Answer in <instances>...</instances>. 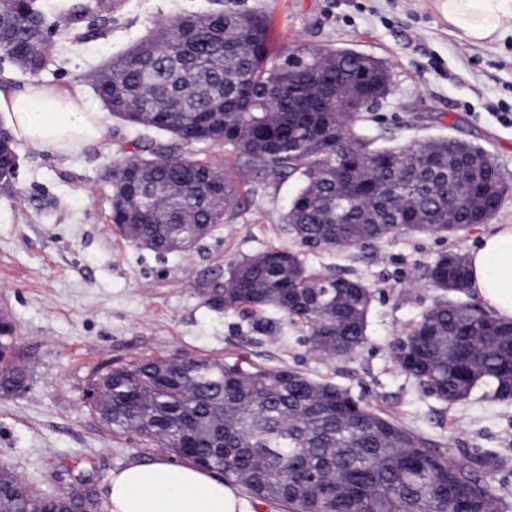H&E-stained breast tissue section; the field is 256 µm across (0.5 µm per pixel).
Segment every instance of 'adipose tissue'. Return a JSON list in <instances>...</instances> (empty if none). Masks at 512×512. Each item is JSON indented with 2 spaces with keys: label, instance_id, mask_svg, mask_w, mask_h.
Returning a JSON list of instances; mask_svg holds the SVG:
<instances>
[{
  "label": "adipose tissue",
  "instance_id": "ef3b65f1",
  "mask_svg": "<svg viewBox=\"0 0 512 512\" xmlns=\"http://www.w3.org/2000/svg\"><path fill=\"white\" fill-rule=\"evenodd\" d=\"M450 31L472 45L492 44L512 32V0H442ZM0 112L16 139L67 152L101 140L103 123L66 85L36 83L0 89ZM469 286L484 308L512 320V224H496L469 256ZM108 512H246L235 486L192 463L165 459L132 463L113 472Z\"/></svg>",
  "mask_w": 512,
  "mask_h": 512
}]
</instances>
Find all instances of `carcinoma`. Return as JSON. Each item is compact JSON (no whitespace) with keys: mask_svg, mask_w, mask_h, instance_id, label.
Wrapping results in <instances>:
<instances>
[{"mask_svg":"<svg viewBox=\"0 0 512 512\" xmlns=\"http://www.w3.org/2000/svg\"><path fill=\"white\" fill-rule=\"evenodd\" d=\"M122 0H68L53 30L42 0H0V50L35 75L55 63L52 34L80 41L89 17L106 23ZM220 7L164 22L91 75L112 116L170 135L150 141L112 173L113 230L156 253L203 240L238 206L232 172L213 147L257 178L298 174L303 186L284 223L306 246H371L402 233L453 237L484 224L512 193V181L481 147L448 137L376 148L355 131L360 113L389 90L383 61L353 49L270 62L269 16L219 0ZM0 162L15 178L16 140ZM441 291L407 333L394 361L424 392L450 405L480 391L512 401V322L477 310L464 255L449 251L425 267ZM372 289L358 278L309 265L298 251L270 248L231 264L209 291L216 312L272 310L306 331L311 349L331 359L367 339ZM16 325L0 319V396L24 392L29 354ZM181 370L143 357L96 372L87 389L112 393L98 417L110 433H135L177 460L224 477L282 512H502L481 472L491 454L468 465L432 440L335 384L291 368H243L194 357ZM31 486L0 470V512H29ZM46 512H77L64 494L41 495Z\"/></svg>","mask_w":512,"mask_h":512,"instance_id":"1","label":"carcinoma"}]
</instances>
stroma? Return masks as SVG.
Segmentation results:
<instances>
[{"mask_svg": "<svg viewBox=\"0 0 512 512\" xmlns=\"http://www.w3.org/2000/svg\"><path fill=\"white\" fill-rule=\"evenodd\" d=\"M213 6V0H124L111 21L87 28L81 42L65 45L39 74L0 60V85L72 86L104 125L99 143L64 154L18 147L13 187L0 190V316L16 323L32 369L28 391L0 397V466L40 493L77 488L80 474L92 475L98 503L106 505L113 471L160 450L103 428L85 400L95 370L146 354L205 356L245 368L287 366L337 384L461 463L485 453L506 458L507 467L483 478L512 505V402H441L393 360L397 341L437 296L425 266L449 250L468 253L486 225L449 240L398 235L371 248L305 250L310 265L374 290L367 342L343 360L309 353L305 331L275 312L217 313L205 304L231 262L272 247L301 248L281 221L302 185L298 175L259 179L238 171L242 204L233 219L185 254L161 256L113 232L106 219L112 170L148 136L104 113L89 76L155 21ZM240 6L269 15L275 63L336 48L385 62L389 92L356 124L375 146L452 136L484 148L512 178V125L496 118L501 107L512 109V35L488 45L462 43L449 33L440 0H241ZM274 320L275 341L260 330ZM50 455L61 477L45 481Z\"/></svg>", "mask_w": 512, "mask_h": 512, "instance_id": "1", "label": "stroma"}]
</instances>
